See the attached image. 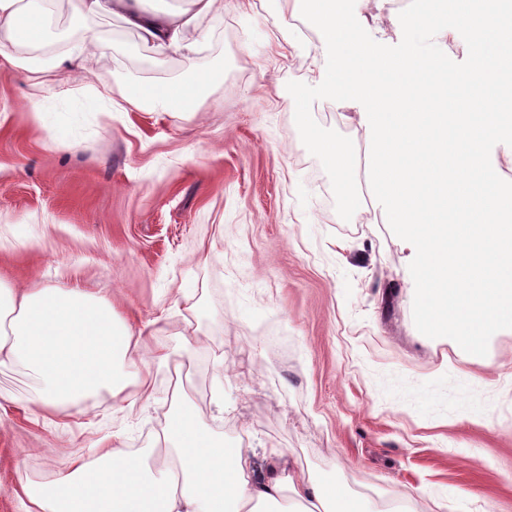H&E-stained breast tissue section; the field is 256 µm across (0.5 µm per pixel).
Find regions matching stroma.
<instances>
[{
	"instance_id": "stroma-1",
	"label": "stroma",
	"mask_w": 512,
	"mask_h": 512,
	"mask_svg": "<svg viewBox=\"0 0 512 512\" xmlns=\"http://www.w3.org/2000/svg\"><path fill=\"white\" fill-rule=\"evenodd\" d=\"M223 2L199 51L161 66L122 18L93 22L112 45L95 87L222 70L184 118L111 114L76 84L43 89L0 67V284L84 289L135 330L161 320L151 343L169 354L143 370L150 400L132 383L57 413L36 406L31 370L0 363V512H24L22 487L73 456L149 448L178 366L202 424L253 448L258 466L277 448L409 512H512V329L484 356L417 330L410 250L372 193L358 104L312 109L355 143L368 210L350 222L295 124L287 84L322 63L320 31L304 34L273 0ZM373 10L357 0L355 16L397 45L400 0L382 24Z\"/></svg>"
}]
</instances>
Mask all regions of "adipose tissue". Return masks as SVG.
<instances>
[{"instance_id":"adipose-tissue-1","label":"adipose tissue","mask_w":512,"mask_h":512,"mask_svg":"<svg viewBox=\"0 0 512 512\" xmlns=\"http://www.w3.org/2000/svg\"><path fill=\"white\" fill-rule=\"evenodd\" d=\"M144 3L72 0L64 49L22 57L16 47L46 43L53 0H0V61L41 86L82 81L104 50L88 19L117 15L160 65L169 55L192 52L200 21L223 6V0H188L187 7L157 12ZM221 78L217 70L167 83H133L118 76L114 89L102 94L118 112L151 107L179 116ZM150 334L147 328L132 330L111 304L78 288L0 287V356L36 373V403L46 412L83 407L102 388L121 391L142 351L168 362L166 352L150 349ZM171 402L156 461L119 445L103 449L93 462L72 458L54 480L24 487L25 512H371L365 499L340 484L293 469L285 453L272 452L265 474H257L252 449L228 445L202 425L189 388L176 386Z\"/></svg>"}]
</instances>
